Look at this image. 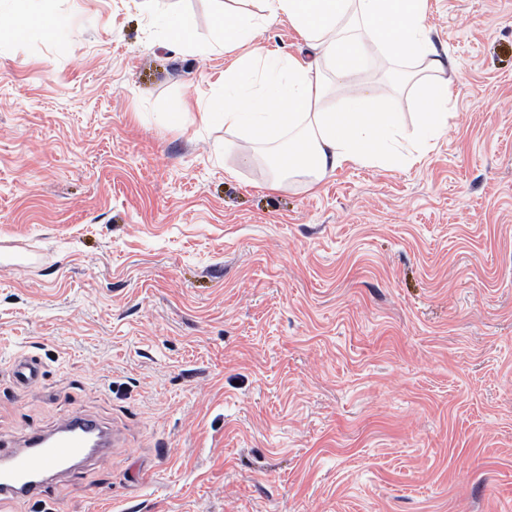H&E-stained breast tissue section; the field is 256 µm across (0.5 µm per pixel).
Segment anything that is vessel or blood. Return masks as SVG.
<instances>
[{"label": "vessel or blood", "instance_id": "obj_1", "mask_svg": "<svg viewBox=\"0 0 512 512\" xmlns=\"http://www.w3.org/2000/svg\"><path fill=\"white\" fill-rule=\"evenodd\" d=\"M42 375V363L37 357L18 354L12 358L9 378L15 387L30 388ZM88 433L98 437L99 449L111 446L109 429L89 416L75 413L55 429H31L15 446L0 448V512H8L19 499L49 505L58 468L69 464L79 470L95 456L97 449L84 443Z\"/></svg>", "mask_w": 512, "mask_h": 512}]
</instances>
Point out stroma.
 <instances>
[{
    "instance_id": "35a3bbf8",
    "label": "stroma",
    "mask_w": 512,
    "mask_h": 512,
    "mask_svg": "<svg viewBox=\"0 0 512 512\" xmlns=\"http://www.w3.org/2000/svg\"><path fill=\"white\" fill-rule=\"evenodd\" d=\"M430 4L447 135L278 190L197 117L231 56L140 0L0 15V442L112 428L51 512H512V0ZM145 2L144 4L152 10H156L159 15H157V18L159 20V23L163 30L165 32H168L171 39L176 42H183L188 44H191L192 42V35L185 26L183 25L181 19L169 12H164L161 9L158 8V2L161 0H142ZM42 375V363L36 356L17 354L12 358L9 378L15 387L30 388L41 379Z\"/></svg>"
}]
</instances>
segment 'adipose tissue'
<instances>
[{"instance_id":"1","label":"adipose tissue","mask_w":512,"mask_h":512,"mask_svg":"<svg viewBox=\"0 0 512 512\" xmlns=\"http://www.w3.org/2000/svg\"><path fill=\"white\" fill-rule=\"evenodd\" d=\"M237 11L218 0V40L205 54L232 56L201 122L220 120L225 149L245 161L274 158L268 179L317 185L351 165L401 167L446 135L452 116V66L428 23L429 0H254ZM297 30L310 53L296 56L256 44V31L279 20ZM384 54L401 71L389 89L374 92L361 72L371 55ZM339 100L327 104L329 88ZM408 97L415 111L406 131L397 104Z\"/></svg>"}]
</instances>
